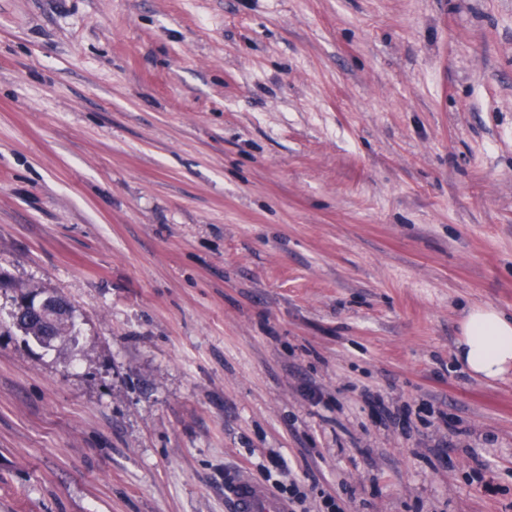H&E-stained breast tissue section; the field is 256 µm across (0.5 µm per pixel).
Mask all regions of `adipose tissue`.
Listing matches in <instances>:
<instances>
[{
    "instance_id": "ef3b65f1",
    "label": "adipose tissue",
    "mask_w": 512,
    "mask_h": 512,
    "mask_svg": "<svg viewBox=\"0 0 512 512\" xmlns=\"http://www.w3.org/2000/svg\"><path fill=\"white\" fill-rule=\"evenodd\" d=\"M456 357L466 372L487 380L512 371V317L490 305L471 307L464 317Z\"/></svg>"
}]
</instances>
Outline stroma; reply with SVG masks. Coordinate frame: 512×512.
<instances>
[{"label": "stroma", "instance_id": "35a3bbf8", "mask_svg": "<svg viewBox=\"0 0 512 512\" xmlns=\"http://www.w3.org/2000/svg\"><path fill=\"white\" fill-rule=\"evenodd\" d=\"M49 294L77 343L12 326ZM483 304L512 0H0V512H512ZM456 357L466 372L487 380L512 370V317L491 305L471 307L464 317ZM281 488V493L288 494V501H301L302 495L295 481H291L288 490ZM226 491L233 512H292L287 500L275 495L246 471L231 474Z\"/></svg>", "mask_w": 512, "mask_h": 512}]
</instances>
